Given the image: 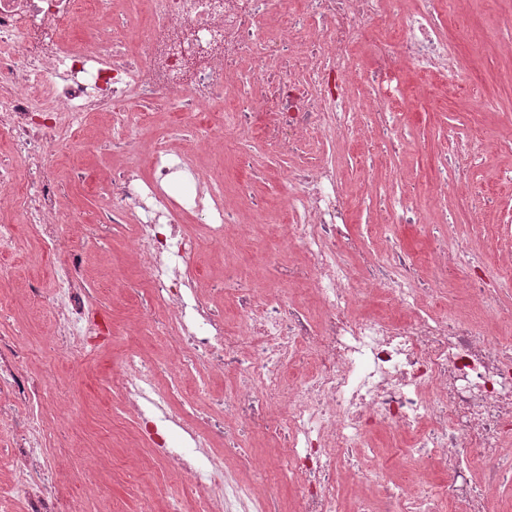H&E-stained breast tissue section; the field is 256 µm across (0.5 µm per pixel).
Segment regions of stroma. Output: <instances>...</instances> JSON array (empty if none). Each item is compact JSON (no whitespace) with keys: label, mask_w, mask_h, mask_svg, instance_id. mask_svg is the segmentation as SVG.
Listing matches in <instances>:
<instances>
[{"label":"stroma","mask_w":512,"mask_h":512,"mask_svg":"<svg viewBox=\"0 0 512 512\" xmlns=\"http://www.w3.org/2000/svg\"><path fill=\"white\" fill-rule=\"evenodd\" d=\"M509 17L512 0H499L492 12L459 0L449 11L445 20L448 34L460 48V61L474 90L466 93L454 89L443 74L424 78L408 72L406 84L425 86L428 92L427 98L405 100L401 107L400 128H413L417 138L401 140L396 154L377 165L372 182L359 179L351 167L354 142H336L340 178L358 203L353 233L365 236L368 220L375 219L388 223L392 244L421 253L429 246L426 231L445 226L484 267L496 270L512 263V182L504 179L505 172L512 171V58L496 43L499 28ZM476 40L481 43L477 52L472 49ZM452 129L468 135L477 156L458 182V223L446 225L445 214L422 199L417 202L416 217L406 222L390 219L384 208L374 206L376 196H398L430 182L438 167L453 154L455 144L448 139ZM318 151V144L312 143L299 156H265L251 173L245 191L237 188L235 162L226 161L224 183L230 204L244 210L283 207L288 185L281 178L282 172L302 165ZM120 160L107 136L97 148L86 151L79 164L65 160L56 171V183L65 197L60 232L82 264L85 288L98 301L96 319L101 334L90 339L80 355L57 364L60 375H70L74 370L79 373L67 404L58 405L48 396L42 401L40 413L46 428L61 442L55 457L59 477L47 491L55 495L75 490L81 458L94 455L102 461L98 479L105 492L98 495L90 490L82 494L81 512H142L147 506L154 512H170L182 500L183 491L171 477L168 464L142 446L131 420L115 409L117 396L108 378L128 353H139L150 365L172 355L173 347L158 343L151 331L134 322V310L145 295L132 283L145 259L130 250L134 235L131 225L112 223L100 239L87 237L88 225L112 211L90 185L111 179ZM41 249L37 238L25 239L8 276L0 282V295L12 303L7 313L0 314V335L17 337L24 346L27 359L20 373L24 382L40 377L46 359L41 344L51 330L49 309L29 305L30 283L39 274L31 258ZM196 264L202 294L227 319H234L237 299L215 289L223 278L219 257L205 251L197 255ZM274 457V449H258L256 468L266 470L258 489L279 498L289 508L295 496L282 465L275 463Z\"/></svg>","instance_id":"35a3bbf8"}]
</instances>
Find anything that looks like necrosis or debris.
I'll list each match as a JSON object with an SVG mask.
<instances>
[{
    "instance_id": "necrosis-or-debris-1",
    "label": "necrosis or debris",
    "mask_w": 512,
    "mask_h": 512,
    "mask_svg": "<svg viewBox=\"0 0 512 512\" xmlns=\"http://www.w3.org/2000/svg\"><path fill=\"white\" fill-rule=\"evenodd\" d=\"M128 2L0 0V208L17 215L0 224V244L15 245L26 232L59 246L54 166L63 150L81 146L93 117L111 113L112 143L127 160L103 191L113 220L134 221V247L147 258L139 286L149 302L138 320L175 344L176 368L239 376L195 421L172 412L169 394L155 385L157 367L137 354L112 377L159 455L176 458L159 439V420L186 433L197 458H177V469L195 512H279L275 499L225 471L213 452L218 440L237 453L243 432L276 442L299 512H487L490 493L512 482V340L488 322L512 321V308L468 249L440 232L429 255L439 275L416 287L413 256L365 252L348 233L351 202L335 155L324 154L287 172L283 221L302 262L286 266L280 249L263 252L259 266L278 270L272 290L225 267L224 292L241 301L232 328L198 295L194 255L203 245L223 246L229 224L247 239L248 224L225 208L222 187L191 154L158 142L144 158L127 145L150 123L148 113L127 109L139 100L181 111L195 141L223 142L249 171L258 150L296 155L313 141L360 136L368 118L377 135L365 139L356 163L371 176L396 147L407 69L444 72L460 90L468 84L441 22L446 0H416L410 11L389 0H140L137 12ZM362 46L373 64L361 80ZM357 83L358 108L350 104ZM241 137L257 151L236 153ZM471 160L470 144L457 141L453 169H439L432 182L436 206L457 210L455 173ZM187 215L198 222L195 232L182 226ZM30 295L58 312L47 349L60 359L82 353L97 324L77 259L60 263L52 291L35 282ZM369 298L383 314L354 315ZM24 359L12 337L0 336V432L18 437L23 512H79L77 498L45 492L56 440L38 401L16 384ZM378 429L414 439L391 446L369 475L374 494L345 509L338 477L354 456L373 453ZM424 460L447 474L446 484L413 492L387 480L390 468L413 470Z\"/></svg>"
}]
</instances>
